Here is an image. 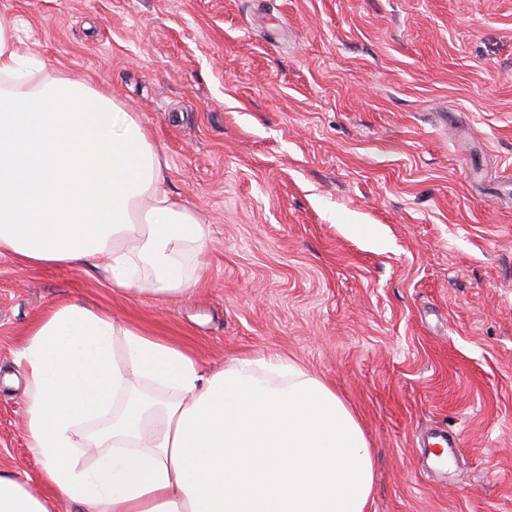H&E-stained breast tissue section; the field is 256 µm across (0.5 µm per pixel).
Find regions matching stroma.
<instances>
[{
    "label": "stroma",
    "mask_w": 512,
    "mask_h": 512,
    "mask_svg": "<svg viewBox=\"0 0 512 512\" xmlns=\"http://www.w3.org/2000/svg\"><path fill=\"white\" fill-rule=\"evenodd\" d=\"M1 4L46 78L141 119L212 234L185 298L0 256V378L41 315L91 304L206 369L277 353L322 377L369 439L368 512H512V0ZM26 408L0 382V470L49 496Z\"/></svg>",
    "instance_id": "35a3bbf8"
}]
</instances>
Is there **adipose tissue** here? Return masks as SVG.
<instances>
[{"label":"adipose tissue","mask_w":512,"mask_h":512,"mask_svg":"<svg viewBox=\"0 0 512 512\" xmlns=\"http://www.w3.org/2000/svg\"><path fill=\"white\" fill-rule=\"evenodd\" d=\"M40 72L0 9V255L87 264L127 294H188L210 228L166 188L141 120ZM21 358L24 433L55 495L0 471V512H55L60 499L80 512H367L374 461L360 422L287 358L207 374L168 340L78 303L42 317Z\"/></svg>","instance_id":"ef3b65f1"}]
</instances>
